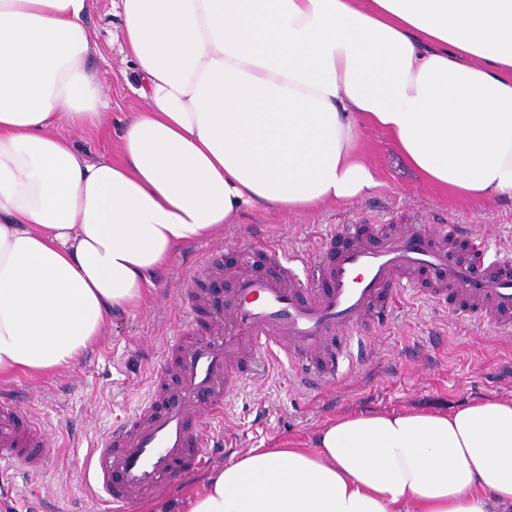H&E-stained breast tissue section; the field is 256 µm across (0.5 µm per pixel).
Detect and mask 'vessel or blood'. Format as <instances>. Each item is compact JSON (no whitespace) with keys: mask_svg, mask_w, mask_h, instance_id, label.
Masks as SVG:
<instances>
[{"mask_svg":"<svg viewBox=\"0 0 512 512\" xmlns=\"http://www.w3.org/2000/svg\"><path fill=\"white\" fill-rule=\"evenodd\" d=\"M454 225L396 231L376 243L339 252L329 267L327 293L301 298L295 257L268 244L277 275L247 273L224 308V319L203 336H178L168 354L178 356L180 402L158 404L167 367L152 373V390L104 435L84 462L91 496L110 512H128L142 495L160 491L175 474L205 468V445L224 420V395L237 384L232 365L289 360L307 388L338 380L348 351L324 353L328 337L352 338L363 323L383 327L411 274H437L450 298L471 302L490 328L512 335V260H489L483 243L470 245L465 260L450 261L438 238L457 237ZM209 395L200 404L201 395ZM21 410L0 396V463L41 470L51 444L39 423L22 422Z\"/></svg>","mask_w":512,"mask_h":512,"instance_id":"1","label":"vessel or blood"}]
</instances>
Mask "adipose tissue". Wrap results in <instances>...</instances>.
<instances>
[{"label":"adipose tissue","instance_id":"adipose-tissue-1","mask_svg":"<svg viewBox=\"0 0 512 512\" xmlns=\"http://www.w3.org/2000/svg\"><path fill=\"white\" fill-rule=\"evenodd\" d=\"M94 0H0V377L70 366L242 210L378 186L371 127L430 187L512 203V0H118L147 107L109 155ZM149 512H512V401L346 413Z\"/></svg>","mask_w":512,"mask_h":512}]
</instances>
